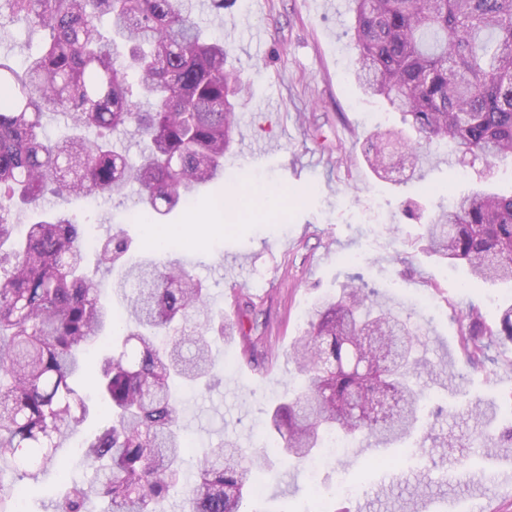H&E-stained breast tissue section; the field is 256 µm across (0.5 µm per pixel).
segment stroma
<instances>
[{
    "instance_id": "stroma-1",
    "label": "stroma",
    "mask_w": 512,
    "mask_h": 512,
    "mask_svg": "<svg viewBox=\"0 0 512 512\" xmlns=\"http://www.w3.org/2000/svg\"><path fill=\"white\" fill-rule=\"evenodd\" d=\"M199 20L223 41L229 61L250 86L240 100L238 143L224 172L243 174L244 211L216 209L215 186L200 188L187 209L162 220L179 237L164 250L146 247L145 229L129 220L130 200L49 197L102 238L120 229L142 259L177 262L200 279L214 307L235 318L239 303L256 307L262 338L255 353L241 337L213 347L221 384L184 396V459L194 477L198 452L224 438L259 449L266 442L268 404L297 376L289 357L303 336L312 302L336 295L361 275L379 300L417 327L423 356L435 366L422 375L426 405L448 411L446 421L423 417L417 434L391 448L355 447L318 470L288 468L265 480L258 501L267 512H305L310 483L322 485L329 512H474L478 495L512 512V448L487 450L484 436L512 422V342L493 345L483 370L467 365L469 310L487 326L512 303V287L472 279L466 268L431 254L424 221L407 218V201L438 212L449 196L486 184L512 193V162L493 171L463 166L426 146L422 180L379 179L364 156L367 137L404 127L400 113L360 91L348 28V0H247ZM448 433L464 445L463 463L436 448ZM359 486L337 494V480Z\"/></svg>"
}]
</instances>
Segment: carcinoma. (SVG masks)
Returning a JSON list of instances; mask_svg holds the SVG:
<instances>
[{
    "label": "carcinoma",
    "mask_w": 512,
    "mask_h": 512,
    "mask_svg": "<svg viewBox=\"0 0 512 512\" xmlns=\"http://www.w3.org/2000/svg\"><path fill=\"white\" fill-rule=\"evenodd\" d=\"M349 2L363 93L401 112L416 133L372 136L365 157L376 174L399 167L415 175L425 144L450 148L460 165L512 159V0ZM195 10L194 0H0V29L23 16L44 32L37 50L22 44V67L0 61V469L33 483L62 471L59 451L90 415L78 389L86 351L104 336L123 337L95 381L111 419L82 446L95 481L68 484L53 512H86L93 499L104 512H165L184 477L176 384L211 381L215 341L258 330L254 320L245 324L253 306L225 319L202 282L172 262L123 267L113 289L126 319L117 322L85 271L84 229L63 212L42 211L13 239L12 211L37 208L49 182L76 199L124 198L136 184V222L154 225L224 172L236 99L247 88ZM51 112L99 135L52 142L43 134ZM130 126L141 138L136 164L115 139ZM427 241L474 278L512 284V194L456 199L429 217ZM130 248L115 232L96 246L97 263L108 271ZM374 296L352 276L336 297L312 304L293 349L301 383L268 411L281 462H309L338 434L385 448L415 430L418 378L435 370L419 354L417 329ZM468 335L467 362L482 367L480 337L512 341V304L494 328L471 313ZM356 388L364 395L358 412L348 402ZM382 396L396 410L374 416ZM269 455L228 439L203 449L188 512H244L256 480L272 469Z\"/></svg>",
    "instance_id": "obj_1"
}]
</instances>
